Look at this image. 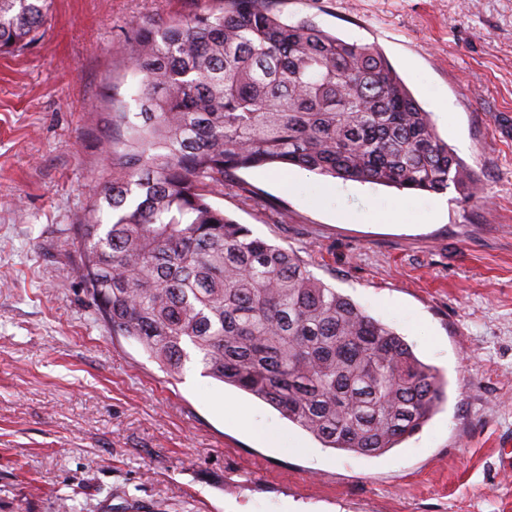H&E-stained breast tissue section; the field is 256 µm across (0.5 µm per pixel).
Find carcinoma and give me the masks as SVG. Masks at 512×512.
Segmentation results:
<instances>
[{"label":"carcinoma","instance_id":"obj_1","mask_svg":"<svg viewBox=\"0 0 512 512\" xmlns=\"http://www.w3.org/2000/svg\"><path fill=\"white\" fill-rule=\"evenodd\" d=\"M129 26L140 112L112 101L91 208L73 225L96 314L170 375L207 376L274 407L324 447L382 454L415 434L444 383L391 327L292 249L214 204L276 215L238 172L296 166L428 194L477 191L374 43L347 42L271 0ZM51 0H0V54L26 48Z\"/></svg>","mask_w":512,"mask_h":512}]
</instances>
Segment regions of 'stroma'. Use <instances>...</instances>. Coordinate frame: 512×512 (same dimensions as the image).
Returning a JSON list of instances; mask_svg holds the SVG:
<instances>
[{"label":"stroma","instance_id":"stroma-1","mask_svg":"<svg viewBox=\"0 0 512 512\" xmlns=\"http://www.w3.org/2000/svg\"><path fill=\"white\" fill-rule=\"evenodd\" d=\"M215 5L52 0L37 40L0 55V512H512V0H280L379 46L477 199L291 167L240 173L283 220L216 200L439 370L448 399L419 432L372 457L323 447L199 362L167 377L97 320L71 226L113 97L138 109L129 24Z\"/></svg>","mask_w":512,"mask_h":512}]
</instances>
